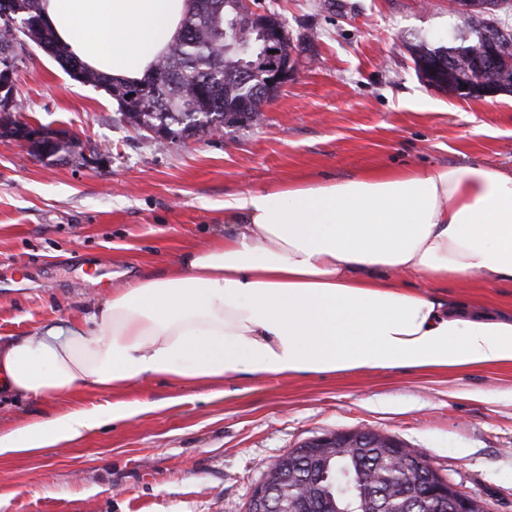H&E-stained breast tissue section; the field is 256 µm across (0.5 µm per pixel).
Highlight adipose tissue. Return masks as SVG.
<instances>
[{"instance_id":"1","label":"adipose tissue","mask_w":512,"mask_h":512,"mask_svg":"<svg viewBox=\"0 0 512 512\" xmlns=\"http://www.w3.org/2000/svg\"><path fill=\"white\" fill-rule=\"evenodd\" d=\"M89 68L138 82L191 0H41ZM512 284V172L483 165L276 182L224 200V236L127 281L83 319L0 344V389L53 402L84 387L512 364V315L406 287ZM71 405L0 432V454L56 447L149 410Z\"/></svg>"}]
</instances>
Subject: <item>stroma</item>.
Masks as SVG:
<instances>
[{"mask_svg":"<svg viewBox=\"0 0 512 512\" xmlns=\"http://www.w3.org/2000/svg\"><path fill=\"white\" fill-rule=\"evenodd\" d=\"M300 49L256 126L158 147L113 123L115 102L40 50L16 69V119L98 147L93 162L40 160L0 137V341L78 319L96 299L224 233V200L300 177L512 167V94L461 98L416 74L407 34L448 29V0H260ZM97 273L100 281L87 280ZM449 302L512 311V288L439 285ZM130 396L154 408L40 453L0 454V512H245L271 463L358 426L392 436L512 512V365L336 377L242 378Z\"/></svg>","mask_w":512,"mask_h":512,"instance_id":"35a3bbf8","label":"stroma"}]
</instances>
